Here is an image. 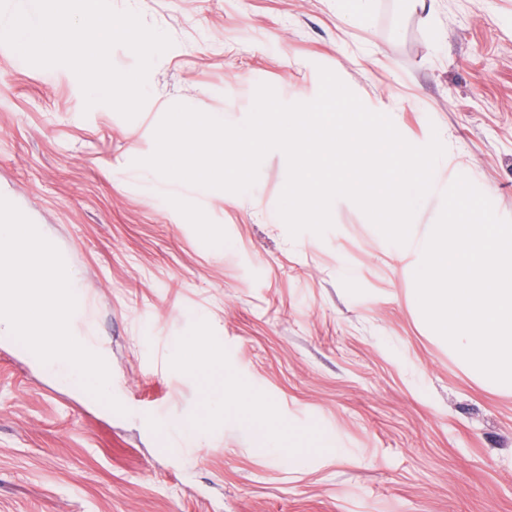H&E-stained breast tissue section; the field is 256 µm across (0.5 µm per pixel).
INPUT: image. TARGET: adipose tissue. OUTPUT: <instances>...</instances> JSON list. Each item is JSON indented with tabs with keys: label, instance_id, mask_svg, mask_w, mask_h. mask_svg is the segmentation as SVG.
<instances>
[{
	"label": "adipose tissue",
	"instance_id": "ef3b65f1",
	"mask_svg": "<svg viewBox=\"0 0 512 512\" xmlns=\"http://www.w3.org/2000/svg\"><path fill=\"white\" fill-rule=\"evenodd\" d=\"M213 345L209 336L186 337L181 342L184 356L178 362L179 367L201 379L203 401L209 413L220 414L224 403L228 402L245 420L257 418L263 408L261 400L243 391H229Z\"/></svg>",
	"mask_w": 512,
	"mask_h": 512
}]
</instances>
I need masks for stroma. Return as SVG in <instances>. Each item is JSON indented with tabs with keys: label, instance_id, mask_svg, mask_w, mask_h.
Returning a JSON list of instances; mask_svg holds the SVG:
<instances>
[{
	"label": "stroma",
	"instance_id": "stroma-1",
	"mask_svg": "<svg viewBox=\"0 0 512 512\" xmlns=\"http://www.w3.org/2000/svg\"><path fill=\"white\" fill-rule=\"evenodd\" d=\"M111 4L173 41L143 110L85 109L70 69L0 44V195L78 273L127 412L0 343V512H512V393L460 366L414 283L457 176L512 219V0H369L344 23L336 0ZM322 66L408 142L446 147L410 244L344 198L324 237H290L278 151L244 194L135 166L171 105L238 124L261 83L313 100ZM201 335L265 424L225 408L187 451L172 428L199 382L176 355Z\"/></svg>",
	"mask_w": 512,
	"mask_h": 512
}]
</instances>
